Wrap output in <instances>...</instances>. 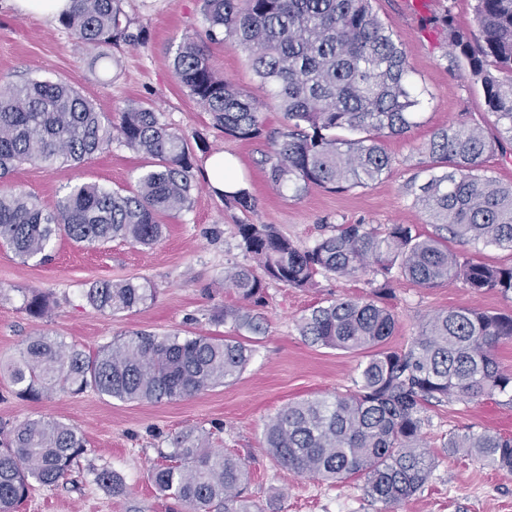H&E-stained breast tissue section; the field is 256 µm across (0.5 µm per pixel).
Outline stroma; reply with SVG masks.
<instances>
[{
  "mask_svg": "<svg viewBox=\"0 0 512 512\" xmlns=\"http://www.w3.org/2000/svg\"><path fill=\"white\" fill-rule=\"evenodd\" d=\"M378 16L399 36L424 88L419 126L387 139L392 158L389 173L365 187L346 192L313 190L293 198L270 185L264 158L266 139L240 141L224 136L211 118L178 84L171 57L183 38L202 26V0H123L122 7L144 31L136 46L114 50L112 59L89 67L90 53L70 38L59 21L20 12L14 0H0V75L7 81L28 78L71 83L93 100L99 111L116 113L128 104L147 103L165 122L185 135L190 145L205 144L195 175L202 188L191 208L166 223L162 239L142 247L115 239L94 246L59 238L47 263L21 261L0 242V424L32 418L54 419L77 427L88 453L70 479L54 487H35L18 512H173V500L157 494L150 470L158 449L189 428L203 429L209 445L245 457L250 469L248 494L264 512H380L364 496V480L354 476L328 483L297 475L275 464L263 446L268 419L288 402L346 392L352 386L360 352L314 346L304 340L298 321L316 303L337 298L371 296L365 278L321 275L315 288L300 290L270 281L265 302L257 310L267 329L249 339L253 356L232 383L206 393L151 404L121 402L92 391L76 396L51 393L39 401L18 398L8 365L17 359L28 337L45 334L93 353L113 339L136 330L231 336L232 324L215 322L224 308L240 307L234 290L224 285L225 268L249 263L239 246V224H274L300 248H308L332 224H413L433 230L425 210L414 203L411 184L429 177L421 161L422 147L433 132L457 119L490 124L483 94L467 72L450 64L448 27L476 32L475 0H429L424 14L407 13L403 0H372ZM219 75L257 99L266 93L252 73L248 52L222 44L207 48ZM224 153L233 174L255 201L253 211L227 207L206 187L203 164L208 155ZM143 162L127 147L109 151L73 167H17L10 188L22 190L53 208L67 187L96 182L110 189L133 184ZM146 278L156 288L154 302L114 316L92 309L85 292L98 281ZM386 305L398 323L387 347L400 349L417 336L425 316L460 307L512 313V299L495 292L472 293L461 282L423 288L393 277ZM46 296L45 317L31 316L25 298ZM424 446L433 461L421 492L394 512H512V473L461 455L449 454V438L465 430L493 429L512 434V397L452 399L428 407ZM107 464L122 479L125 492L93 483L89 465Z\"/></svg>",
  "mask_w": 512,
  "mask_h": 512,
  "instance_id": "obj_1",
  "label": "stroma"
}]
</instances>
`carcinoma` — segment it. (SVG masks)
<instances>
[{"instance_id": "1", "label": "carcinoma", "mask_w": 512, "mask_h": 512, "mask_svg": "<svg viewBox=\"0 0 512 512\" xmlns=\"http://www.w3.org/2000/svg\"><path fill=\"white\" fill-rule=\"evenodd\" d=\"M203 25L186 36L172 58L183 89L211 116L213 126L238 140L265 135L267 103L211 68L209 43L251 54V66L283 122L265 159L273 189L300 197L312 188L345 192L365 187L391 168L386 139L418 126L424 91L412 80L402 43L374 11L371 0H203ZM479 35L448 23V56L480 86L494 132L461 120L436 130L423 148L430 177L415 203L435 232L413 224H339L314 246L298 247L274 224H240L245 253L272 280L309 288L319 274L337 277L401 276L423 288L459 281L475 293L512 294V266L488 264L457 252L448 241L482 242L512 251V184L483 169L485 158L512 146V0H475ZM60 23L77 42L95 49L135 46L141 30L121 0H72ZM123 145L146 162L134 186L112 190L75 185L47 210L21 191L0 192V241L22 261L45 262L55 240L76 244L122 239L151 247L165 220L190 208L196 157L187 139L145 104L98 111L72 85L29 79L0 93V179L22 164L49 169L79 164ZM224 203L249 211L246 189L221 194ZM224 283L244 306L216 316L238 330L265 332L252 308L264 302L255 267L224 270ZM376 299L341 298L312 306L300 335L312 345L363 351L353 389L345 395L292 401L264 427V447L274 462L297 474L338 481L365 475L364 491L393 508L427 482L433 460L423 446L425 409L449 399H491L512 391V373L494 350L512 339V314L475 308L428 316L418 336L401 349L384 347L396 320ZM97 312H132L154 300L147 281H99L85 293ZM251 348L234 336H163L133 331L90 354L47 335L29 338L9 373L20 397L90 389L120 401L158 403L203 394L238 377ZM456 453L512 473V437L467 431L448 440ZM87 453L86 440L57 420L28 419L0 427V512H17L30 489L54 487ZM150 472L156 491L185 512H260L245 496V459L209 448L203 433L180 432L158 449ZM93 482L115 494L124 485L106 464L88 467Z\"/></svg>"}]
</instances>
